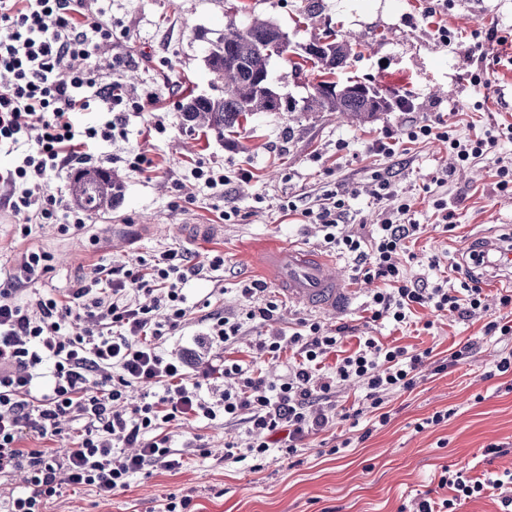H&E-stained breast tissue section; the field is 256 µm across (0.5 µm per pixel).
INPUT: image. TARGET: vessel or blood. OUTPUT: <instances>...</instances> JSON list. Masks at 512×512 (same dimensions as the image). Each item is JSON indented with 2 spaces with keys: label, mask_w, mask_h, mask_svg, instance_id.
I'll use <instances>...</instances> for the list:
<instances>
[{
  "label": "vessel or blood",
  "mask_w": 512,
  "mask_h": 512,
  "mask_svg": "<svg viewBox=\"0 0 512 512\" xmlns=\"http://www.w3.org/2000/svg\"><path fill=\"white\" fill-rule=\"evenodd\" d=\"M272 282L298 303L335 312L347 293L337 266L326 259L291 245L279 251L269 263Z\"/></svg>",
  "instance_id": "vessel-or-blood-1"
}]
</instances>
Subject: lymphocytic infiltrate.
Wrapping results in <instances>:
<instances>
[{
	"mask_svg": "<svg viewBox=\"0 0 512 512\" xmlns=\"http://www.w3.org/2000/svg\"><path fill=\"white\" fill-rule=\"evenodd\" d=\"M111 39V24L87 0H0V70L11 76L0 86V152L16 157L12 168L0 170V182L10 187L0 210L24 217L23 235H31L36 223L60 225L65 233L84 228L88 213L52 188L53 176L92 165L103 147L127 138L128 112L145 109L119 81H102L85 64ZM89 110L98 112L97 121L79 125L76 114ZM406 137L447 142L456 164L464 166L486 157L501 139L511 140L512 126H490L461 138L452 126L428 123L410 127ZM397 201L369 239L344 224V194L329 192L313 215L326 252L354 255L364 280L382 281L370 299L373 320L408 323L417 305L469 317L486 311L478 282L454 288L443 278L422 286L408 277L397 256L419 227L408 220L409 200ZM49 260L46 251L30 250L0 267V477L26 474L21 492L0 495V512H44L50 499L74 487L92 486L109 495L147 468H180L181 454L160 432L171 422L220 417L242 422L250 435L247 447L232 441L224 453L238 462L264 459L273 446L284 457L294 456L299 442L329 424L330 409L315 403L330 400L338 385L364 388L370 409L387 423L389 416L381 411L385 400L413 390L432 354L364 336L331 380L320 384L321 358L339 338L307 322L289 340L272 334L256 343L273 359L285 344L295 345L297 359L288 377L269 384L228 359L222 373L237 385L212 401L186 361L160 349L190 313L184 290L197 269L186 251L168 248L131 268L100 263L78 287L44 291L36 283ZM277 309L268 300L249 307L241 320L213 316L207 334L219 344H233L243 321H271ZM79 320L83 328L72 332ZM132 388L143 391L134 404L127 401ZM65 419L77 425L76 448L61 455L21 447L28 435H58ZM508 485L511 470L480 479L466 467L446 466L438 486L449 490V497L421 500L416 512H457L463 502Z\"/></svg>",
	"mask_w": 512,
	"mask_h": 512,
	"instance_id": "f902f5d3",
	"label": "lymphocytic infiltrate"
}]
</instances>
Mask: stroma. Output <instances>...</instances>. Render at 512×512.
Instances as JSON below:
<instances>
[{
    "label": "stroma",
    "instance_id": "stroma-1",
    "mask_svg": "<svg viewBox=\"0 0 512 512\" xmlns=\"http://www.w3.org/2000/svg\"><path fill=\"white\" fill-rule=\"evenodd\" d=\"M304 5L305 0H99L112 23L110 51L128 61L120 76L106 67L100 76L119 79L136 98L156 97L166 130L145 134L147 114H129L127 140L112 145L111 159L100 162L122 179L124 197L112 212L91 216L80 231L64 234L46 224L25 237L16 218L0 212V262L29 248L47 251L51 266L39 285L51 289L77 287L102 261L132 265L176 247L189 250L192 263L202 268L219 254L223 269L202 268L190 277L185 293L191 313L163 345L182 352L193 370L227 355L265 380H277L286 374L292 351L272 361L253 353L252 345L272 332L289 337L310 319L343 338L327 354L320 378L331 376L337 359L355 350L359 337L373 336L386 345L433 348L421 382L389 399L390 419L382 426L368 415L350 426L342 415L361 402L363 392L336 388V415L328 427L306 437L291 459L270 449L257 470L250 461L224 457L225 442L247 440L240 422L164 425L183 458L181 468L158 466L134 475L125 490L111 496L85 486L50 500L46 512H165L172 498L189 500L190 512H414L419 499L440 496L443 466L466 465L482 478L512 470V374L496 371L500 357L512 352V338L486 330L490 321L512 320V304L500 302L512 285L491 269L479 275L487 300L481 315L461 318L419 307L409 324L397 327L372 321V284L356 275L353 256L338 254L334 260L348 281L338 313L288 302L283 291L270 287L265 296L279 305L276 320L244 322L228 352L202 342L208 315L232 317L250 306L241 290L265 281V252L294 244L321 254V234L305 213L318 210L328 190L346 191V220L367 237L390 206L372 194L378 177H388L398 196L411 198V218L421 232L408 241L399 262L419 280H464L460 248L512 232V191L497 186L499 161L512 160V141L501 140L485 159L464 167L454 166L447 143L434 139L402 145L393 156L371 149L378 138L402 135L423 122L450 124L461 138L490 125H512V0H319L309 16ZM255 17L280 26L295 47L328 32L359 36L361 44L337 81H361L389 98L406 95L412 108L381 112L362 123L330 112H261L221 139L189 129L181 118L185 98L222 93L205 62L210 44L229 23L243 26ZM269 69L275 90L300 104L318 79L317 67L296 52L272 58ZM478 73L486 85L474 84ZM137 154L152 160L150 172L129 168ZM200 163L244 168L251 178L214 196L199 191L190 176ZM443 170L448 180L440 187L434 179ZM439 198L447 200L451 222L435 209ZM187 224L209 225L212 233L185 240L181 228ZM466 346L468 358L436 372V365ZM438 411L447 420L423 427ZM491 444L508 447V454H486Z\"/></svg>",
    "mask_w": 512,
    "mask_h": 512
}]
</instances>
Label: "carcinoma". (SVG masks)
Returning a JSON list of instances; mask_svg holds the SVG:
<instances>
[{
  "label": "carcinoma",
  "instance_id": "cac0c4a2",
  "mask_svg": "<svg viewBox=\"0 0 512 512\" xmlns=\"http://www.w3.org/2000/svg\"><path fill=\"white\" fill-rule=\"evenodd\" d=\"M279 32L281 28L268 20L254 19L244 29L230 24L206 55L207 67L224 91L218 97H187L181 109L183 124L222 137L257 112L296 111L295 103L277 101L266 91L270 59L290 52L291 42L281 40ZM353 51L348 40H318L304 48L306 58L320 68V80L302 111L337 112L347 119L364 121L393 110L392 101L375 88L358 81L340 84L333 80ZM70 191L77 206L97 215L116 206L123 183L110 170L86 167L73 177Z\"/></svg>",
  "mask_w": 512,
  "mask_h": 512
}]
</instances>
